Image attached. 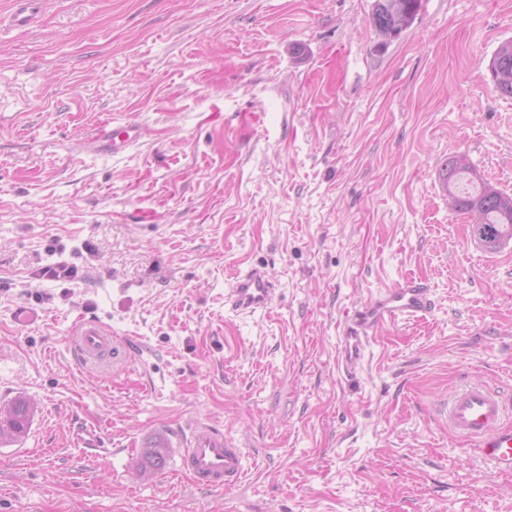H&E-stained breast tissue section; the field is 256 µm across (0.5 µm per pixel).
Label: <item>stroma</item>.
I'll return each mask as SVG.
<instances>
[{"label": "stroma", "mask_w": 512, "mask_h": 512, "mask_svg": "<svg viewBox=\"0 0 512 512\" xmlns=\"http://www.w3.org/2000/svg\"><path fill=\"white\" fill-rule=\"evenodd\" d=\"M372 4L45 0L0 38V405H33L0 512H512V475L436 413L467 380L512 400V245L479 249L440 181L462 153L512 195L488 72L512 0H422L380 52ZM106 120L144 137L84 153ZM256 265L272 308L227 313ZM409 276L434 312L345 379L344 312ZM86 319L112 331L95 366L69 346ZM198 419L242 444L237 488L178 471Z\"/></svg>", "instance_id": "1"}]
</instances>
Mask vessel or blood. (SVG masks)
I'll return each instance as SVG.
<instances>
[{"mask_svg": "<svg viewBox=\"0 0 512 512\" xmlns=\"http://www.w3.org/2000/svg\"><path fill=\"white\" fill-rule=\"evenodd\" d=\"M39 0H11L10 11L0 17V35L27 30L39 22ZM143 128L130 122L121 126L104 122L92 140L83 144L88 153L117 156L141 140ZM277 288L265 269L254 267L238 274L224 297L226 306L239 315L267 310ZM434 309L427 284L408 278L379 291L346 313L340 324L336 352L338 369L352 376L362 367L374 335L384 325L425 317ZM72 346L84 364L97 362L111 349L112 334L97 323H84L73 335ZM449 428L490 461L496 472L512 475V404L501 393L483 384L455 390L446 406ZM180 468L196 485L213 491L239 486L246 476V453L234 438L209 421H196L180 452Z\"/></svg>", "mask_w": 512, "mask_h": 512, "instance_id": "b4317fda", "label": "vessel or blood"}]
</instances>
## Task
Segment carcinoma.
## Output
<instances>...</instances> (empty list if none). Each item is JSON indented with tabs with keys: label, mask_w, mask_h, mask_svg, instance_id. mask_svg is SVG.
<instances>
[{
	"label": "carcinoma",
	"mask_w": 512,
	"mask_h": 512,
	"mask_svg": "<svg viewBox=\"0 0 512 512\" xmlns=\"http://www.w3.org/2000/svg\"><path fill=\"white\" fill-rule=\"evenodd\" d=\"M421 3L422 0H374L370 22L384 37L375 50L385 48L387 41L400 37L412 25ZM489 71L499 94L512 98V40L501 43L495 50ZM441 188L449 195L451 207L469 216L471 234L492 245V250L512 238V196L484 182L465 155L456 154L444 163ZM29 418L30 405L24 399L0 411V439L24 434ZM166 455V446L156 443L146 450L141 470L161 469Z\"/></svg>",
	"instance_id": "cac0c4a2"
}]
</instances>
